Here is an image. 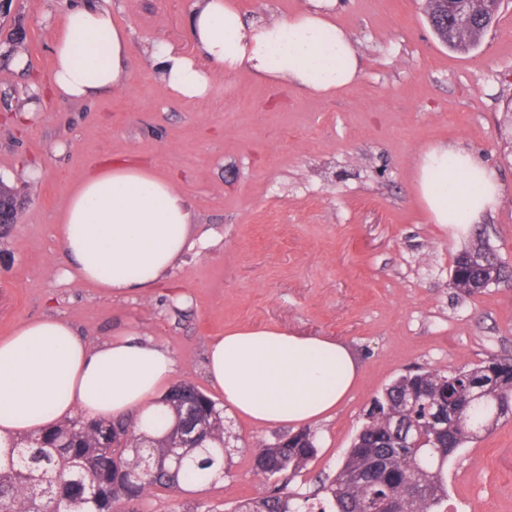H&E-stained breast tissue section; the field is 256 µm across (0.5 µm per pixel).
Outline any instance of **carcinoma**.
Returning a JSON list of instances; mask_svg holds the SVG:
<instances>
[{
    "label": "carcinoma",
    "mask_w": 512,
    "mask_h": 512,
    "mask_svg": "<svg viewBox=\"0 0 512 512\" xmlns=\"http://www.w3.org/2000/svg\"><path fill=\"white\" fill-rule=\"evenodd\" d=\"M427 19L439 39L456 51L470 50L481 29L451 31L452 13L426 0ZM490 389L476 403L472 385ZM448 415L433 421L436 404ZM160 404L173 416L162 435L138 433L132 418L89 419L75 414L42 431L0 446V512H143L152 491L175 494L224 480V455L232 435L224 406L189 381L172 386ZM512 420V367L491 357L448 373L421 368L400 376L374 400V410L335 476L309 492L292 485L317 456V435L293 433L279 444L261 440L247 449L250 472L271 483L258 498L232 512H356L376 492L397 501L394 512H436L448 498L444 467L456 451L476 440L478 427ZM202 431L203 446L181 439L187 424ZM413 426L435 439L437 452L390 442L396 425Z\"/></svg>",
    "instance_id": "cac0c4a2"
}]
</instances>
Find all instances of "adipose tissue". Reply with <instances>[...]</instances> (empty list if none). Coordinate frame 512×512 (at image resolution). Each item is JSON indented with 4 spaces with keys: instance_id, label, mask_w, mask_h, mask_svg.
Listing matches in <instances>:
<instances>
[{
    "instance_id": "1",
    "label": "adipose tissue",
    "mask_w": 512,
    "mask_h": 512,
    "mask_svg": "<svg viewBox=\"0 0 512 512\" xmlns=\"http://www.w3.org/2000/svg\"><path fill=\"white\" fill-rule=\"evenodd\" d=\"M335 0H310L293 18L248 21L231 0H195L194 53L151 45L158 80L176 97H207L209 68L249 70L329 96L362 70L348 32L333 21ZM130 35L112 21V0H72L53 44L47 82L27 90L26 112L51 93L71 101L127 85ZM417 194L431 223L468 236L470 225L496 209L501 182L473 154L437 144L420 155ZM55 237L65 261L61 277L128 297L163 284L183 257L213 247V232L195 233L186 197L148 166L106 161L82 173L57 216ZM172 352L152 336L125 333L91 345L54 316L20 325L0 340V443L82 413L136 417L154 434L161 389L173 378ZM208 376L233 415L259 426H313L329 418L357 381L347 350L330 339L269 326L226 329L207 346Z\"/></svg>"
}]
</instances>
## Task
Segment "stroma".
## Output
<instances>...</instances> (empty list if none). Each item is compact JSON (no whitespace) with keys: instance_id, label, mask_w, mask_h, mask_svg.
<instances>
[{"instance_id":"stroma-1","label":"stroma","mask_w":512,"mask_h":512,"mask_svg":"<svg viewBox=\"0 0 512 512\" xmlns=\"http://www.w3.org/2000/svg\"><path fill=\"white\" fill-rule=\"evenodd\" d=\"M67 0H12L0 12V180L24 199L0 238V338L45 315L70 322L91 344L117 332L153 335L176 360L175 381L210 397L206 345L246 325L325 336L352 354L358 380L315 428L318 453L305 490L336 474L365 412L408 371H450L512 357V0L481 43L462 54L433 34L424 0H336V20L362 61L360 81L326 98L251 73H211L209 95L183 101L157 80L149 44L193 52V0H112L131 33L130 80L87 101H38L16 121L32 80L52 64L55 20ZM246 19L285 21L309 0H236ZM24 39L25 70L5 52ZM460 145L493 167L497 210L474 225L505 279L468 296L451 288L464 249L431 224L417 199L416 162L436 143ZM137 158L185 195L198 230L221 241L179 262L171 285L111 298L61 284L55 219L76 178L108 159ZM39 167L31 180L26 167ZM242 445L223 483L192 494L155 492L153 512L204 502L231 512L268 483L249 471L246 446L273 439L225 415ZM440 512H512V421L461 448L445 466Z\"/></svg>"}]
</instances>
